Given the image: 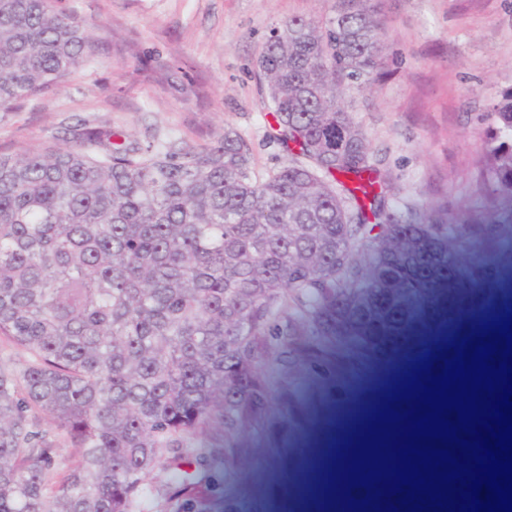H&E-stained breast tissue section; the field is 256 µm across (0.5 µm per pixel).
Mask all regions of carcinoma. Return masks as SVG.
Here are the masks:
<instances>
[{
  "mask_svg": "<svg viewBox=\"0 0 512 512\" xmlns=\"http://www.w3.org/2000/svg\"><path fill=\"white\" fill-rule=\"evenodd\" d=\"M92 24L54 0H0V112L92 59ZM370 0L272 30L257 68L288 160L259 178L232 127L200 147L87 128L72 145L0 154V512H132L157 468L201 466L185 440L259 419L311 344L364 297L427 272L469 225L385 210L382 160L339 88L378 79ZM482 119L487 236L512 239V87ZM461 338L429 337L457 357ZM56 419L75 450L51 474Z\"/></svg>",
  "mask_w": 512,
  "mask_h": 512,
  "instance_id": "carcinoma-1",
  "label": "carcinoma"
}]
</instances>
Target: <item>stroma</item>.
<instances>
[{"mask_svg":"<svg viewBox=\"0 0 512 512\" xmlns=\"http://www.w3.org/2000/svg\"><path fill=\"white\" fill-rule=\"evenodd\" d=\"M386 30L385 68L370 85L343 84L342 98L382 156L395 187L389 211L419 209L440 224L483 219L480 177L490 112L512 86V0H376ZM96 22L95 58L54 90L0 112V153L72 142L75 130L109 126L147 141L190 146L237 129L266 176L287 152L271 141L273 118L255 63L271 29L299 16L319 20L331 0H56ZM512 242L468 240L434 273L376 301L364 317L323 338L279 386L259 422L208 458L199 481L167 470L142 482L133 512H326L304 501L308 449L342 439L344 407L385 371L415 372L428 336L466 335L464 315L512 306L502 269Z\"/></svg>","mask_w":512,"mask_h":512,"instance_id":"obj_1","label":"stroma"}]
</instances>
